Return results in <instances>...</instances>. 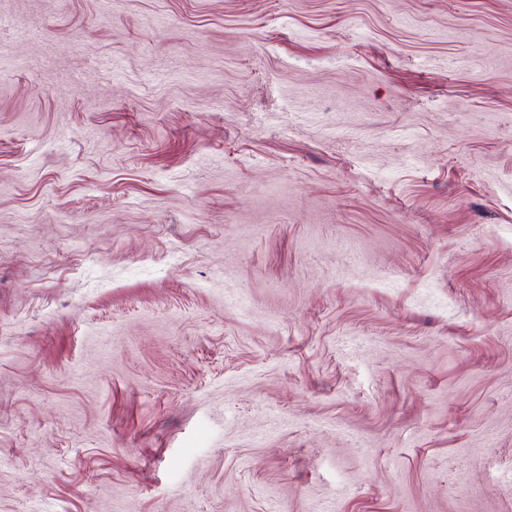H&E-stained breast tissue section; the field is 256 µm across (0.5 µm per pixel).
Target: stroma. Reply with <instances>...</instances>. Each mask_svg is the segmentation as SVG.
I'll return each instance as SVG.
<instances>
[{"mask_svg":"<svg viewBox=\"0 0 512 512\" xmlns=\"http://www.w3.org/2000/svg\"><path fill=\"white\" fill-rule=\"evenodd\" d=\"M0 512H512V0H0Z\"/></svg>","mask_w":512,"mask_h":512,"instance_id":"35a3bbf8","label":"stroma"}]
</instances>
